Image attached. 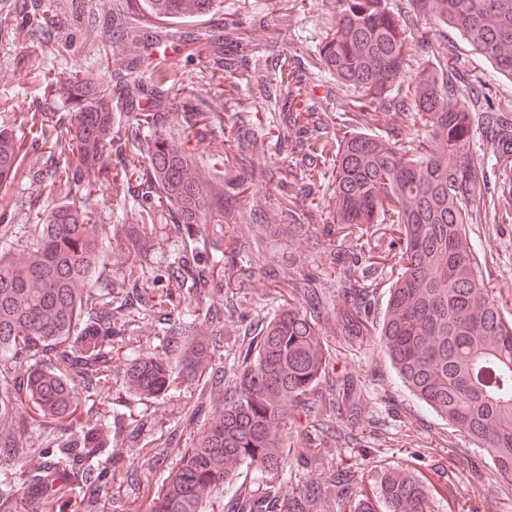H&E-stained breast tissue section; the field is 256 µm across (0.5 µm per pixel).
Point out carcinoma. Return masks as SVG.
Masks as SVG:
<instances>
[{
    "mask_svg": "<svg viewBox=\"0 0 512 512\" xmlns=\"http://www.w3.org/2000/svg\"><path fill=\"white\" fill-rule=\"evenodd\" d=\"M334 22L316 50L319 67L336 85L356 94L360 109L377 106L424 132L405 142L359 130L358 113L342 119L326 153L328 124L306 104L303 87L281 57L265 76L266 100L297 84L288 120L267 114L208 112L183 88L153 85L135 73L156 53L191 57L209 50L215 67L232 75L260 55V45L238 36L225 44L209 31H184L178 23L215 11L220 0H147L164 21L146 33L141 19L112 14V38L99 50L111 80L95 82L68 68L35 73L42 96L64 101L56 116L28 108L23 122L48 147L28 163L39 194L49 200L33 223L0 224V462L39 458L19 474L0 471V512H128L120 500L140 490L138 471L163 472L150 512H431L430 490L411 471L386 468L376 501L356 505L358 482L349 467L328 459L327 439L349 414L356 386L336 374L320 334L332 312L317 277L302 268H270L269 247L309 239L303 209L288 200V183L300 195L334 202L327 241H352L333 249L329 276L339 281L349 306L338 318L339 335L353 339L377 329L380 350L419 401L448 420L457 434L483 449L493 470L512 477V313L508 299L484 278L469 224L480 208L497 209L495 191H512V109L490 102V88L464 79L455 53L444 43L433 61L407 71L418 30L393 12L389 0H335ZM427 28L455 32L471 51L512 76V0H409ZM98 0H78L66 13L53 0H0V35L24 30L50 36L71 18L95 14ZM184 115L190 127L224 126L235 167L243 169L258 139L287 151L284 172L269 171L284 220L246 239L245 215L224 207L215 186L217 164L201 165L188 143L165 130L164 115ZM482 137L496 148L487 165L474 150ZM23 139L0 125V186L24 163ZM138 207L153 224L150 201L166 205L183 250L167 285L148 277L151 255L144 236L122 225L100 224L85 207L89 175ZM383 226L376 236V226ZM113 257L103 256L105 228ZM398 248L396 273L382 316L372 306L387 255L382 237ZM251 255L239 266L243 244ZM270 269L288 305L257 322L246 354L224 365V315L255 272ZM161 331L153 351L143 349L144 321ZM178 354L179 368L168 353ZM127 361L117 375L114 359ZM141 401L185 397L179 418L163 425L122 411V394ZM293 407L285 419L282 405ZM30 419L42 442L25 438ZM75 425L63 440L60 423ZM293 429L305 448L284 443ZM137 449L123 469L115 448ZM315 476L286 491L281 482L254 488L238 482L240 469L288 474L293 463ZM238 483L224 510V485Z\"/></svg>",
    "mask_w": 512,
    "mask_h": 512,
    "instance_id": "carcinoma-1",
    "label": "carcinoma"
}]
</instances>
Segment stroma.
<instances>
[{"instance_id": "obj_1", "label": "stroma", "mask_w": 512, "mask_h": 512, "mask_svg": "<svg viewBox=\"0 0 512 512\" xmlns=\"http://www.w3.org/2000/svg\"><path fill=\"white\" fill-rule=\"evenodd\" d=\"M116 4L117 0H100L96 16L62 26L39 50L36 63L40 70L73 67L91 78L109 79V72L98 65V47L111 36L110 19ZM333 19V0H223L220 9L187 21L186 26L206 27L228 39L245 33L258 44L278 37L289 57L300 60L305 68L311 104L322 112L324 120L334 124L341 113L354 111L355 95L353 91L337 88L321 72L314 56L315 47L326 37ZM441 42L457 52L462 73L479 74L490 82L493 102L512 104V80L468 52L452 31L425 29L422 38L412 46L409 68L414 70L425 64L432 47ZM28 43L21 33L16 34L14 41L0 40V72L14 74L12 82H0V113H19L35 103L62 112V100L43 98L37 80L19 63V52ZM210 64L204 53L189 58L170 52L162 67L186 93L201 100L206 111H223L228 103L240 112L266 111V103L252 91L249 73L209 81L204 74ZM45 205L26 171H19L8 187L0 188V212H6L11 223H26L30 210ZM87 208L101 223L123 224L130 229L141 226L138 210L124 207L101 183H93ZM499 209V214H487L480 223L471 225L470 233L482 248L486 279L507 296L512 294V222H502L501 214L512 209V197L501 200ZM168 222L167 212L157 210L158 232L152 237L150 273L161 280L182 251L179 238L163 233ZM331 258L327 245L298 240L278 248L273 263H293L320 275L322 288L341 308L345 301L338 284L326 274ZM280 308L281 300L268 279L254 277L237 311L226 318L225 363H232L242 352V321L272 318ZM323 334L336 356L337 373L356 379L360 385L354 405L356 443L338 444L333 453L336 464L357 467L365 495H372L381 467H402L430 485L435 512H512V485L491 477L490 461L484 453L409 394L381 352L376 336L345 342L339 337L333 319L324 321Z\"/></svg>"}]
</instances>
